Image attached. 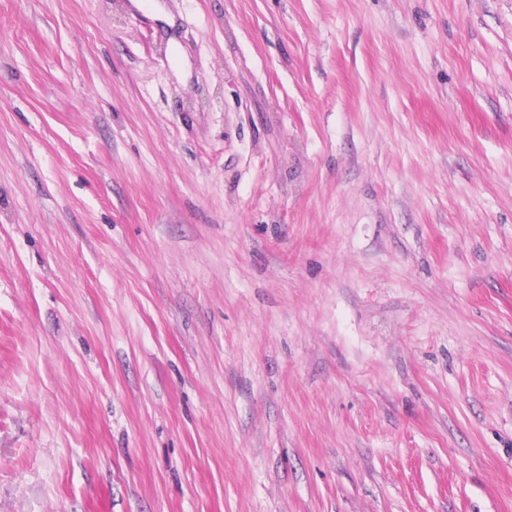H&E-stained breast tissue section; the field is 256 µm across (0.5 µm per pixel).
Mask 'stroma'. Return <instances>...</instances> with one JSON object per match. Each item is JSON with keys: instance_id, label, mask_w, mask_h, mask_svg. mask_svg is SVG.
Masks as SVG:
<instances>
[{"instance_id": "35a3bbf8", "label": "stroma", "mask_w": 512, "mask_h": 512, "mask_svg": "<svg viewBox=\"0 0 512 512\" xmlns=\"http://www.w3.org/2000/svg\"><path fill=\"white\" fill-rule=\"evenodd\" d=\"M0 512H512V0H0Z\"/></svg>"}]
</instances>
